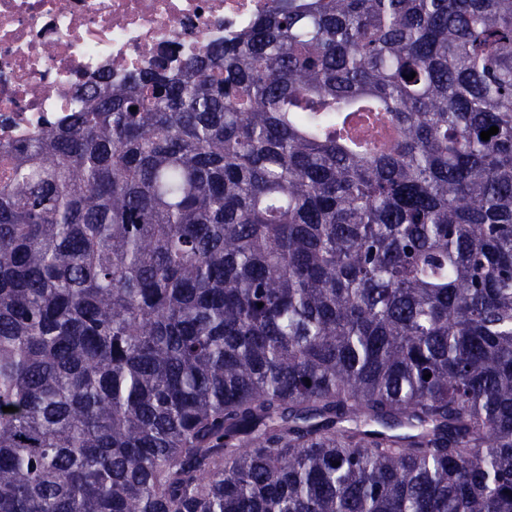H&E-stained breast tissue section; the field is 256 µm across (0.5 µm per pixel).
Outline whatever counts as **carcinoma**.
Listing matches in <instances>:
<instances>
[{
    "mask_svg": "<svg viewBox=\"0 0 512 512\" xmlns=\"http://www.w3.org/2000/svg\"><path fill=\"white\" fill-rule=\"evenodd\" d=\"M81 100L0 152V512H512V0Z\"/></svg>",
    "mask_w": 512,
    "mask_h": 512,
    "instance_id": "carcinoma-1",
    "label": "carcinoma"
}]
</instances>
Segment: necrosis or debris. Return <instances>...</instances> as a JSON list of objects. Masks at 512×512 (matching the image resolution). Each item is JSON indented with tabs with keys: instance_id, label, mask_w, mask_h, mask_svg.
I'll return each mask as SVG.
<instances>
[{
	"instance_id": "necrosis-or-debris-1",
	"label": "necrosis or debris",
	"mask_w": 512,
	"mask_h": 512,
	"mask_svg": "<svg viewBox=\"0 0 512 512\" xmlns=\"http://www.w3.org/2000/svg\"><path fill=\"white\" fill-rule=\"evenodd\" d=\"M272 0H0V148L63 125L82 89L247 29ZM181 41L171 45L170 30Z\"/></svg>"
}]
</instances>
